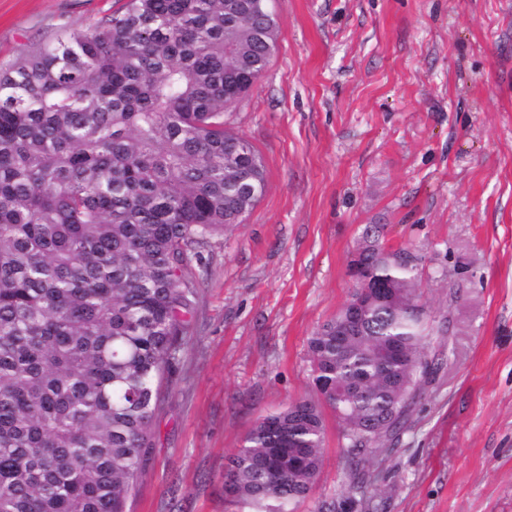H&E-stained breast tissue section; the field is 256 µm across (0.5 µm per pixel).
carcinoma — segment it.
Here are the masks:
<instances>
[{"label": "carcinoma", "instance_id": "obj_1", "mask_svg": "<svg viewBox=\"0 0 512 512\" xmlns=\"http://www.w3.org/2000/svg\"><path fill=\"white\" fill-rule=\"evenodd\" d=\"M271 0H126L0 66V512H125L195 309L194 265L265 192L224 111L277 49ZM361 261L391 297L309 340L316 397L257 419L224 483L294 512L320 476L324 412L357 473L404 427L424 352L418 266Z\"/></svg>", "mask_w": 512, "mask_h": 512}]
</instances>
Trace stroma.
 <instances>
[{
    "instance_id": "1",
    "label": "stroma",
    "mask_w": 512,
    "mask_h": 512,
    "mask_svg": "<svg viewBox=\"0 0 512 512\" xmlns=\"http://www.w3.org/2000/svg\"><path fill=\"white\" fill-rule=\"evenodd\" d=\"M124 0H0V65ZM278 46L226 112L266 190L203 251L189 334L128 512H237L228 457L313 396L308 341L348 301L366 225L421 259L422 380L352 483L325 410L299 512H512V0H272Z\"/></svg>"
}]
</instances>
